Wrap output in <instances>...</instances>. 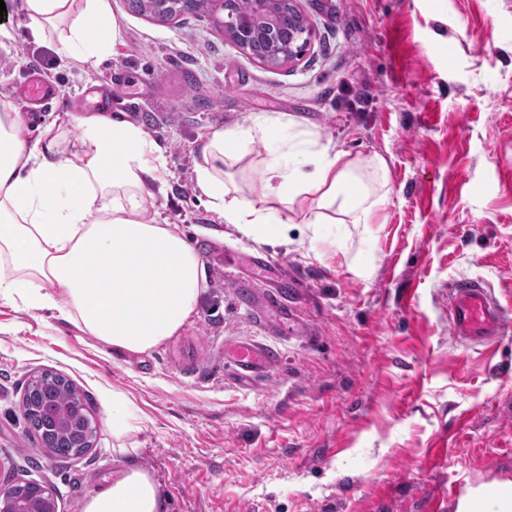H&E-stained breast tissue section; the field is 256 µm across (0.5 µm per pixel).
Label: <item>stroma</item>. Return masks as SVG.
I'll list each match as a JSON object with an SVG mask.
<instances>
[{
	"label": "stroma",
	"instance_id": "obj_1",
	"mask_svg": "<svg viewBox=\"0 0 512 512\" xmlns=\"http://www.w3.org/2000/svg\"><path fill=\"white\" fill-rule=\"evenodd\" d=\"M0 14V103L31 71L62 91L40 112L76 144L84 89L118 76L117 111L165 150V192L147 205L194 242L206 268L195 314L144 354L114 357L47 311L0 304V479L52 488L56 512L131 462L168 512H493L512 484V329L472 344L448 329V286L480 278L512 322V0H297L313 28L292 66L241 51L210 7L158 24L110 0L119 35L102 65L73 67L56 43ZM259 115L303 124L351 158L382 157L388 199L371 224L290 225L259 243L198 200L208 132ZM262 142L227 168L262 197ZM268 259L253 277V255ZM291 318L253 311L280 284ZM280 353L243 381L224 346ZM64 374L97 425L92 448L37 450L20 406L29 379ZM133 416L115 435L106 409Z\"/></svg>",
	"mask_w": 512,
	"mask_h": 512
}]
</instances>
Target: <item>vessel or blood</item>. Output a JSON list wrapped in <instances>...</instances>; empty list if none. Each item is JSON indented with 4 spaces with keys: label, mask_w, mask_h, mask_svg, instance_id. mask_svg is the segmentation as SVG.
Segmentation results:
<instances>
[{
    "label": "vessel or blood",
    "mask_w": 512,
    "mask_h": 512,
    "mask_svg": "<svg viewBox=\"0 0 512 512\" xmlns=\"http://www.w3.org/2000/svg\"><path fill=\"white\" fill-rule=\"evenodd\" d=\"M59 91L47 78L30 79L19 92L28 104L35 105L58 96ZM507 326L504 310L488 284L480 279L455 280L448 292V327L453 336L486 342L501 336ZM238 375L248 378L273 367L278 356L272 349L253 342L240 341L227 351Z\"/></svg>",
    "instance_id": "vessel-or-blood-1"
}]
</instances>
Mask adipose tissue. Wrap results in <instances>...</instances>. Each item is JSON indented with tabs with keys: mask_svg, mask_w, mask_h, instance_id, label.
Returning a JSON list of instances; mask_svg holds the SVG:
<instances>
[{
	"mask_svg": "<svg viewBox=\"0 0 512 512\" xmlns=\"http://www.w3.org/2000/svg\"><path fill=\"white\" fill-rule=\"evenodd\" d=\"M35 37L56 39L80 68L96 66L118 36L110 0H19ZM77 148L57 123L28 139L21 113L0 111V303L49 310L118 354L145 353L196 311L205 269L194 243L160 222L147 199L163 149L138 124L102 112L79 118ZM262 141L264 202L239 198L227 162ZM196 186L221 223L247 236L304 224L373 223L385 202L384 160L361 162L298 122L260 115L212 130ZM82 512H167L147 470L124 468Z\"/></svg>",
	"mask_w": 512,
	"mask_h": 512,
	"instance_id": "obj_1",
	"label": "adipose tissue"
}]
</instances>
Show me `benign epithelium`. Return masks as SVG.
<instances>
[{"instance_id":"7a95c632","label":"benign epithelium","mask_w":512,"mask_h":512,"mask_svg":"<svg viewBox=\"0 0 512 512\" xmlns=\"http://www.w3.org/2000/svg\"><path fill=\"white\" fill-rule=\"evenodd\" d=\"M205 0H159L171 5L168 10L150 14L155 22L169 24L182 14L197 9ZM296 20L294 26L297 40L283 43L281 31L283 22L264 18L240 19L229 13L224 14V35L234 44L259 62L270 66L291 65L300 60L310 46L312 27L305 15L294 6V0H286ZM12 494L21 497L18 508L10 512H55V501L50 490L43 485L32 486L28 482L0 483V502Z\"/></svg>"}]
</instances>
